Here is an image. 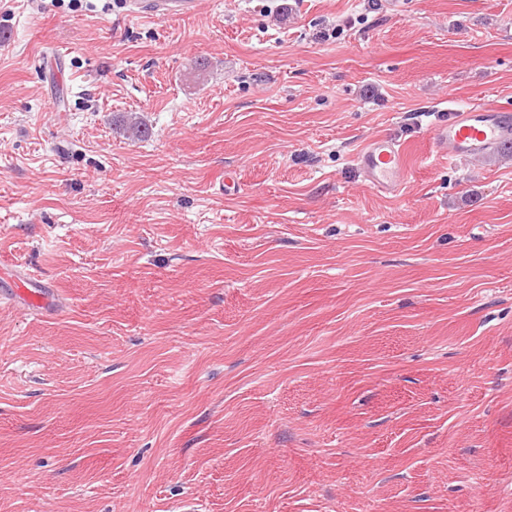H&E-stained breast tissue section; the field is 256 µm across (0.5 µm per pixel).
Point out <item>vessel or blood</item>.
Wrapping results in <instances>:
<instances>
[{
    "mask_svg": "<svg viewBox=\"0 0 512 512\" xmlns=\"http://www.w3.org/2000/svg\"><path fill=\"white\" fill-rule=\"evenodd\" d=\"M130 14L148 18H173L194 14L198 0H127ZM436 142L448 146L451 154L466 156L486 153L512 144V112L492 104L453 109L433 129ZM365 184L387 195L402 190L408 168L400 144L394 138L371 140L353 157ZM6 299H22L29 310L43 313L52 300L37 285L31 273L16 277L0 292Z\"/></svg>",
    "mask_w": 512,
    "mask_h": 512,
    "instance_id": "obj_1",
    "label": "vessel or blood"
}]
</instances>
